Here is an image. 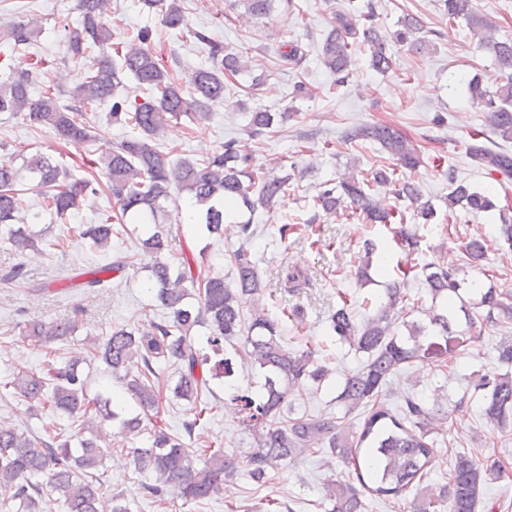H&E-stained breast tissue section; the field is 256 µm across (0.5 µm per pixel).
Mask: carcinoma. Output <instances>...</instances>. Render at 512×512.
<instances>
[{
  "instance_id": "obj_1",
  "label": "carcinoma",
  "mask_w": 512,
  "mask_h": 512,
  "mask_svg": "<svg viewBox=\"0 0 512 512\" xmlns=\"http://www.w3.org/2000/svg\"><path fill=\"white\" fill-rule=\"evenodd\" d=\"M111 0H77L81 28L67 39L69 59L87 63L85 81L70 95L50 89L38 98L31 96L34 73L43 61H16L25 55L39 34L37 21L12 24L6 33L10 63L0 73V113L21 115L28 125L46 129L64 144L88 143L95 138L87 113L108 107V123L130 127L137 134L123 138L102 159L106 186L113 199L114 214L98 224H90L83 236L92 247L104 249L120 234L122 224H156L169 214L175 190L187 191L195 221L215 236L224 234L226 211L243 205L254 212L271 210L288 191L290 177L276 167H254L246 145L228 140L202 159H172L160 147L159 137L167 122L180 116L205 120L211 110L224 104V79L234 78L249 69L242 56L227 51L201 30L188 27L179 0H141L158 12L163 24L172 30L186 31L197 42L209 47L212 65L199 67L183 88L165 69L161 58L149 47L151 31L138 32L128 43H112L108 20ZM244 5L252 16L269 14L274 0H230ZM443 11L452 25L465 22L479 47L493 57L499 71L492 86L477 78L467 84L472 105L487 114L492 132L501 142L486 139L475 130L467 144L469 158L487 174L512 179V36L500 34V27L482 14L475 0H442ZM441 34L426 29L421 18L406 14L399 29L390 33L374 24L358 25L355 6L341 4L334 12V25L324 38L321 58L324 67L343 83L349 77L352 49L363 45L370 67L379 74L392 70L390 46L400 43L411 52L425 55L436 48ZM113 46L114 54L103 53L87 59L90 47ZM135 88L149 91L140 99L127 91L124 79ZM278 113L258 109L249 113L246 132L254 139L271 132ZM347 140L365 139L379 143L394 160L393 166L372 171V183L393 187L394 195L413 208L414 216L428 223L436 211L423 200L421 190L411 181L395 178L400 169L412 170L421 163L416 145L392 125L378 123L347 131ZM42 190L43 206L59 217L78 207L79 199L97 190L86 180H70L67 169L43 154H35L16 164L12 157L0 158V233L22 251L41 252L51 248L33 232L13 228L22 202V186ZM448 218L455 208L467 212H499L501 238L512 246V209L501 206L491 195L477 190L448 173ZM369 183L353 173L335 183H325L314 197V205L326 214L345 213L372 224H393L396 243L405 251H419L420 239L404 224L403 212L386 208L366 192ZM168 234L156 230L141 240V252L152 259V288L167 317L144 327L117 326L101 342L92 343L93 356L99 359L120 382L136 405V412L118 406L111 398L87 393L88 377L79 371L81 360H68L61 367L47 360L40 372L20 369L9 382L14 395L52 414L66 415L83 423L112 422L122 434L135 438L145 431L148 415L160 413L170 398L194 405L193 418L184 422L185 435L172 434L152 425L147 445L132 448L129 454L135 470L148 478L145 492L156 502L163 501L167 486L176 485L185 502L202 504L212 499L224 481L238 469L237 459L223 450H212L204 437L203 419L207 395L215 380L233 373L232 361L224 357V343L238 341L236 354L241 362L261 373L264 383L258 392H234L230 405L252 432L254 448L248 455L247 472L256 484H264L270 474L298 452L316 450L326 463L337 462L353 470L354 476L331 479L325 487V512H366V495L398 499L415 491L412 512H504L505 506L482 498L483 488L509 477L507 466L469 453H458L448 469V483L437 497L423 493L436 459V441L427 426L442 416L452 420L444 399L435 395L432 406L414 397L406 398L400 411L386 404L390 379L416 361L443 368L455 360L474 341L472 308L460 303L452 309L448 301L461 298L462 282L444 264L431 263L425 281L432 304L423 309L428 324L409 327V335H398L392 312L407 300L398 280L387 288L388 300L371 315L357 319L348 304L331 316L330 326L339 339L364 356L360 368L345 376L336 396L345 415L361 411L360 428L352 430L344 418L333 413L291 418L286 415L292 390L308 381L323 383L331 370L316 358L315 350L290 349L283 341L282 325L261 307L264 282L248 249L240 246L229 254L231 277L220 274L198 278L192 273L191 259L173 264L166 257ZM469 264L479 266L487 247L479 236L465 246ZM133 265L119 261L86 272L82 287L105 288L110 280L104 274L122 273ZM477 307L486 318L499 315L512 320V293L492 287L478 289ZM466 328H459L460 321ZM207 330L212 354L195 347L191 332ZM75 323L65 320H31L22 329L34 345L62 341L76 332ZM497 367L481 375L477 388L485 391L482 416L498 427L512 424V341L497 348ZM174 368L165 381L161 370ZM59 440L44 429L34 436L0 422V506L10 512H99L100 482L108 449L97 437L73 434Z\"/></svg>"
}]
</instances>
